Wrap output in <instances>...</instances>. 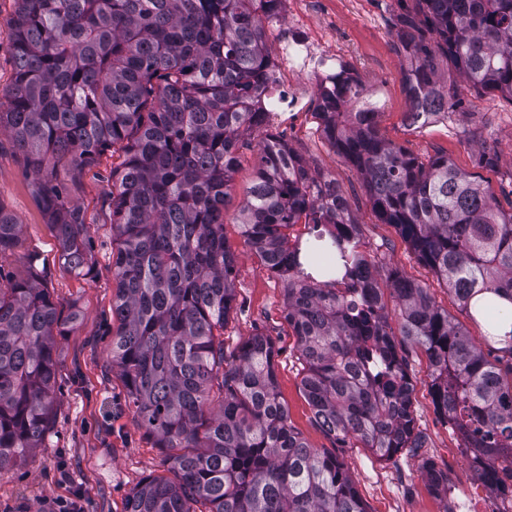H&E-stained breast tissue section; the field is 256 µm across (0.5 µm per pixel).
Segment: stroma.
<instances>
[{"label":"stroma","mask_w":512,"mask_h":512,"mask_svg":"<svg viewBox=\"0 0 512 512\" xmlns=\"http://www.w3.org/2000/svg\"><path fill=\"white\" fill-rule=\"evenodd\" d=\"M398 11L396 0H297L295 19H284L279 27L267 30V43L278 50L296 19L311 29L326 30L334 53L371 95L382 100L377 116L382 138L423 161L448 157L459 169L489 182L500 208L511 211L512 102L464 85L459 90L462 104L448 119L423 128L406 124L410 102L403 80L406 60L394 30ZM288 81L299 95L300 109L282 113L265 126V133L283 138L313 170L336 182L359 224L367 254L426 284L454 322L480 337L481 328L469 322L397 227L377 219L355 167L322 136L315 114L317 80L292 73ZM256 137L253 131L240 137L238 165L224 206V238L238 256L236 301L224 327V351L235 352L257 333L272 339L278 389L291 425L310 446L336 452L368 512H443V501L420 473L421 461L430 460L451 472L455 485L466 489L476 483L475 467L459 454L458 433L436 410L427 360L419 347L404 340L397 343L415 385L413 409L422 447L382 460L353 444L337 447L314 418L300 384L296 338L284 318L283 282L245 245L239 227V210L256 179ZM492 144L500 151L497 165L477 166L482 146ZM119 163L118 156L106 152L80 173L59 176L66 197L82 210L86 222L93 270L77 277L59 260L57 242L22 156L10 142L0 143V205L22 226L16 246L0 259V267L15 275L27 274L33 266L41 269L62 313H80L73 332L57 339L56 395L43 446L22 466L0 473V512H53L62 500L76 502L82 512H125L130 493L144 477L167 473L154 438L137 426L109 357L117 329L112 319V171Z\"/></svg>","instance_id":"stroma-1"}]
</instances>
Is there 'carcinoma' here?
Masks as SVG:
<instances>
[{
  "instance_id": "1",
  "label": "carcinoma",
  "mask_w": 512,
  "mask_h": 512,
  "mask_svg": "<svg viewBox=\"0 0 512 512\" xmlns=\"http://www.w3.org/2000/svg\"><path fill=\"white\" fill-rule=\"evenodd\" d=\"M15 2L0 133L23 156L76 276L92 270L85 219L55 184L58 169L79 172L109 148L122 158L112 170L118 328L109 355L136 424L172 473L144 478L126 512H367L340 459L290 424L272 340L257 333L224 353L237 262L224 239V204L239 137L265 124L266 23L280 16V0ZM405 3L397 0L395 34L409 61V125L456 108L458 77L512 101V0ZM362 95L347 80L319 87L322 133L356 168L381 223L399 229L483 328L494 359L426 285L362 250L340 188L270 134L255 143L242 235L283 278L302 391L338 447L354 441L381 459L422 447L395 318L426 355L440 417L482 457L476 479L496 491L512 480L500 465L512 449V320L499 307L512 304V212L448 157L424 163L381 138L376 113L350 110ZM301 221L312 240L293 244L287 230ZM21 232L0 205V255ZM78 319L75 310L61 316L41 274L17 278L0 267V472L43 447L55 337ZM420 470L432 491L448 495V473L428 460Z\"/></svg>"
}]
</instances>
